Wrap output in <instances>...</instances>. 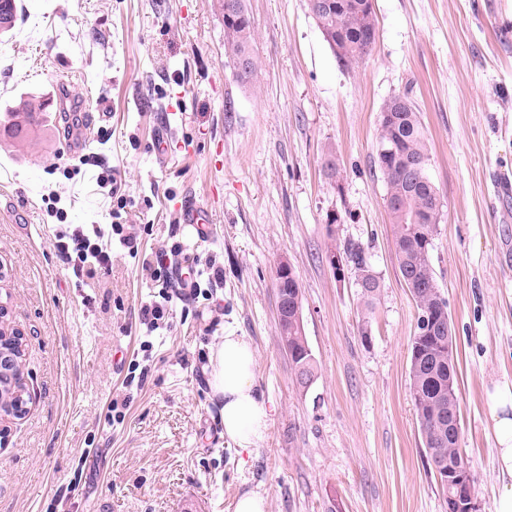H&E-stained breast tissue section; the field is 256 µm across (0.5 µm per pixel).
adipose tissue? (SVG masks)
Segmentation results:
<instances>
[{
	"instance_id": "1",
	"label": "adipose tissue",
	"mask_w": 512,
	"mask_h": 512,
	"mask_svg": "<svg viewBox=\"0 0 512 512\" xmlns=\"http://www.w3.org/2000/svg\"><path fill=\"white\" fill-rule=\"evenodd\" d=\"M209 366V389L222 403L224 435L240 449H249L262 439L268 417L255 383V351L245 337L228 331L211 350ZM490 401V429L504 479L495 512H512V387H496Z\"/></svg>"
}]
</instances>
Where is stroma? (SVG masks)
Returning <instances> with one entry per match:
<instances>
[{
    "mask_svg": "<svg viewBox=\"0 0 512 512\" xmlns=\"http://www.w3.org/2000/svg\"><path fill=\"white\" fill-rule=\"evenodd\" d=\"M373 3L377 43L344 67L307 0H248L259 70L243 83L215 0H17L0 37V123L30 99L57 133L0 149V300L25 338L30 398L24 417L0 419V512H233L247 491L266 512H448L409 393L418 309L375 164L378 115L397 95L430 143L461 448L477 512H495L489 396L512 385V202L494 194L512 173V0ZM186 202L211 211L203 239L183 229ZM113 222L134 225L137 253L75 276L61 224ZM177 242L188 251L173 264L198 257L222 279L174 301L168 328L150 334L138 319L157 294L148 266ZM349 242L379 281L367 314L354 268L339 277L327 261ZM283 259L318 365L306 393L276 333ZM228 330L254 348L268 411L247 452L225 439L208 386L209 350Z\"/></svg>",
    "mask_w": 512,
    "mask_h": 512,
    "instance_id": "35a3bbf8",
    "label": "stroma"
}]
</instances>
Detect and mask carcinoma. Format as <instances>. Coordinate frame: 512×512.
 Returning <instances> with one entry per match:
<instances>
[{
  "label": "carcinoma",
  "instance_id": "carcinoma-1",
  "mask_svg": "<svg viewBox=\"0 0 512 512\" xmlns=\"http://www.w3.org/2000/svg\"><path fill=\"white\" fill-rule=\"evenodd\" d=\"M224 14V53L235 63L237 79L251 82L258 72L254 52V28L247 0H217ZM310 13L316 19L324 38L338 62L349 67L368 57L378 37V19L366 0H308ZM0 33L13 29L17 20L16 0H0ZM3 126V137L22 144L36 129L45 126L42 105L22 101L10 112ZM377 146L391 150L377 154L376 164L385 183L387 197L395 202L390 209L395 255L399 274L419 315L412 339L409 362L410 396L423 439L427 465L431 473L441 467L467 465L456 436L460 416L459 389L454 360V347L448 346L452 334L448 303L441 291L432 265L436 224V200L439 191L428 175L430 151L421 113L412 101L400 112L378 116ZM343 264L353 267L361 280L360 296L365 311L373 309L379 285L366 284L376 278L368 264L364 247L347 243L342 252ZM278 297L277 336L280 347L288 354L298 388L306 392L317 377L302 317L298 316L295 298L302 294L298 281H275ZM474 478L459 489L442 485L440 489L448 512H458L460 494L473 495Z\"/></svg>",
  "mask_w": 512,
  "mask_h": 512
}]
</instances>
